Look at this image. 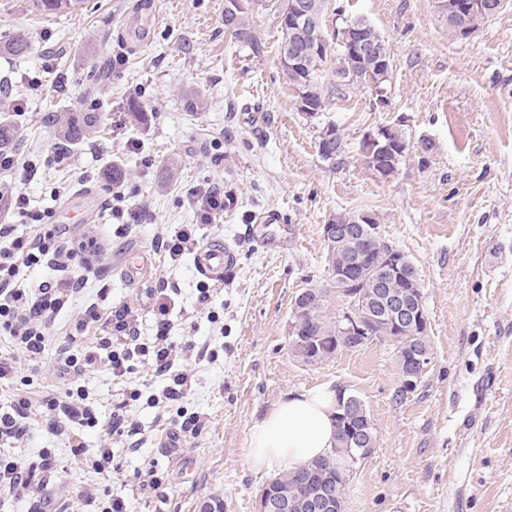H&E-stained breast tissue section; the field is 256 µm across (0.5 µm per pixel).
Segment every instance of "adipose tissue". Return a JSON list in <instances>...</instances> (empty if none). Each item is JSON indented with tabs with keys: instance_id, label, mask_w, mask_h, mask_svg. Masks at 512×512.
<instances>
[{
	"instance_id": "ef3b65f1",
	"label": "adipose tissue",
	"mask_w": 512,
	"mask_h": 512,
	"mask_svg": "<svg viewBox=\"0 0 512 512\" xmlns=\"http://www.w3.org/2000/svg\"><path fill=\"white\" fill-rule=\"evenodd\" d=\"M336 389L288 395L249 436L248 463L256 470L290 472L328 453L335 443Z\"/></svg>"
}]
</instances>
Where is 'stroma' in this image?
Returning a JSON list of instances; mask_svg holds the SVG:
<instances>
[{"label":"stroma","instance_id":"obj_1","mask_svg":"<svg viewBox=\"0 0 512 512\" xmlns=\"http://www.w3.org/2000/svg\"><path fill=\"white\" fill-rule=\"evenodd\" d=\"M144 3L161 15L146 43L126 23ZM223 8L224 0H82L73 11L45 15L32 0H0V36L21 31L31 46L22 58L0 55V78H10L22 106L12 119L15 149L65 154L17 187L75 236L85 229L79 197L91 193L96 229L111 236L97 279L60 322L95 299L137 309L142 335H151L146 291L164 275L179 292L184 335L221 351L215 362L186 365L194 384L181 406L201 416L196 433L181 432L178 408L146 404L162 382L145 369L128 382L144 394L127 408L143 433L139 449L87 429L76 459L31 421L15 454L38 491L30 498L0 492V512H38L86 489L94 494L86 512H101L116 494L133 512H199L212 499L224 512H257L271 476L247 462L251 430L287 394L325 385L361 399L377 436L348 486L347 512H512V0L466 37L449 33L436 0H329V21L361 17L384 37L390 77L382 94L348 90L311 118L298 112L281 72L274 12L254 15L257 56L225 32ZM188 92L207 100L206 111L187 110ZM89 93L103 114L102 135L62 151L51 117L83 107ZM132 98L142 106L136 120ZM330 125L346 147L335 168L318 149ZM384 125L407 142L387 178L361 152L364 136ZM116 166L128 172L125 194L144 209L124 235L109 231L108 174ZM206 182L234 195L223 221L200 229L234 253L233 276L213 303L215 323L196 303L204 276L193 258L166 271L156 253L163 225L195 223L186 192ZM348 212L376 218L382 237L408 256L423 293L431 360L400 401L390 340L315 365L290 349L295 296L331 285L323 226ZM269 214L276 223H264ZM133 247L154 257L130 283L116 265ZM53 369L49 356L23 367L12 385L0 386V408L20 396L61 393ZM106 443L121 467L114 480L91 467ZM45 448L55 456L48 468ZM151 465L160 484L140 486L135 471Z\"/></svg>","mask_w":512,"mask_h":512}]
</instances>
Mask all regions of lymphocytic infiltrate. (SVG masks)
Returning <instances> with one entry per match:
<instances>
[{"label": "lymphocytic infiltrate", "instance_id": "obj_1", "mask_svg": "<svg viewBox=\"0 0 512 512\" xmlns=\"http://www.w3.org/2000/svg\"><path fill=\"white\" fill-rule=\"evenodd\" d=\"M187 200L196 212V223L165 228L158 238V248L171 266L202 248L198 225L211 224L223 217L228 204L223 186L215 183L190 188ZM0 207L24 218L31 226L28 234L18 235L13 225H0V337L16 349L15 354L0 355V381L10 380L23 363H39L51 351L55 354L58 376L69 383L63 396L48 395L36 404L22 398L10 410L0 412V489L30 497L34 494L32 472L14 457L12 450L22 443L29 419L37 416L53 434L67 441L73 456L84 455L79 430L99 424L90 394L78 381L86 368L104 365L114 379L124 382L146 364L165 379L159 393L145 398L133 389L114 404L109 434L120 436L127 432L136 436L139 428L125 425L128 403L143 398L155 407L183 400L194 379L180 369V360L189 356L213 361L218 354L189 341L177 342L173 317L177 291L164 285L155 290L153 336L142 337L131 308L101 312L91 304L65 330L64 344L50 348L57 315L95 278L96 259L103 253L105 241L97 233L86 232L68 239L65 248L56 247L63 229L53 224L52 212L31 209L26 194L3 184ZM52 258L65 269V277L42 282L35 288L28 286L25 272Z\"/></svg>", "mask_w": 512, "mask_h": 512}]
</instances>
